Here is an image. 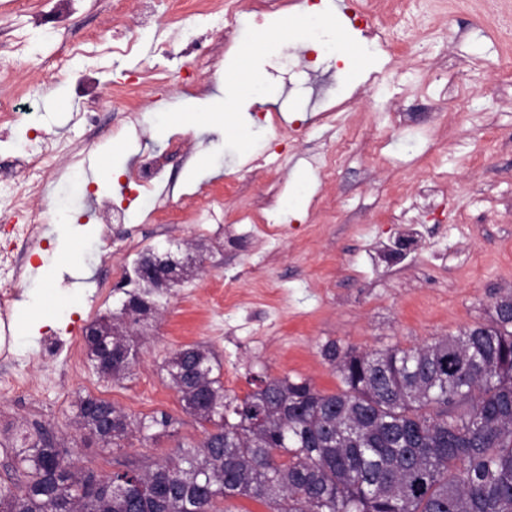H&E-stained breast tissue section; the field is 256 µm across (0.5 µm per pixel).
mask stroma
<instances>
[{
  "mask_svg": "<svg viewBox=\"0 0 512 512\" xmlns=\"http://www.w3.org/2000/svg\"><path fill=\"white\" fill-rule=\"evenodd\" d=\"M181 16L169 21L157 4L140 25V0H70L60 20L52 0H0V55L19 65L0 69V93L14 94L23 127L0 143V168L10 167L12 145L24 134L77 144L74 157H60L57 174L34 196L50 220L49 248L32 267L71 264L64 280L27 276L31 292L63 297L74 284L87 293L60 309L35 342L11 347L0 371L38 384V394L0 395V486L22 483L23 469L8 432L43 430L64 440L73 458L100 473L124 463L155 461L177 442L199 443L203 428L170 388L166 363L191 344L210 348L230 395L250 392L251 375L300 376L325 392L340 382L320 349L335 340L360 352L409 348L486 323L500 293L512 290V74L501 71V42L494 15L480 5L444 7L427 34L392 27L404 54L391 60L375 52L374 82L349 87L337 54L320 53L319 71L308 76L287 69L283 54L298 55L328 27L349 37L350 55L360 52L359 29L344 14L311 19L295 9L291 34L279 55L264 63L263 81L272 101L251 103L253 86L243 82V109L275 112L291 126L348 100L339 133L314 128L281 150L273 128L251 124V151L211 132L206 117L189 113L191 100L218 94L223 68L213 56L249 57L244 30L263 23L247 11L227 21L210 12L207 0H182ZM233 29L225 46L224 29ZM101 96L98 125L88 133L78 119L85 101L82 77ZM117 89L133 91L139 104L127 115ZM158 112L186 113L182 126L161 129ZM184 143L187 153L170 151ZM167 153L160 184L125 202L116 173L143 154ZM340 154L332 180L322 181L325 154ZM381 164H373L374 154ZM114 173H105L106 165ZM237 181V190L228 182ZM214 192L228 213L263 211L271 200L281 211L290 198L280 236L265 241L251 225H239L238 242L224 239L220 224H182L160 232V209L184 215L195 193ZM124 209L126 227L143 247L195 240L206 246L192 277L155 295L157 310L138 339V358L123 379L101 376L85 350L43 355L45 340L84 336L98 318L112 314L124 297L111 265L96 261L108 250L96 235L95 202ZM92 395L111 401L132 417L164 413L177 434L155 439L130 433L120 448L101 447L74 421L75 404Z\"/></svg>",
  "mask_w": 512,
  "mask_h": 512,
  "instance_id": "35a3bbf8",
  "label": "stroma"
}]
</instances>
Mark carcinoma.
I'll use <instances>...</instances> for the list:
<instances>
[{
	"instance_id": "1",
	"label": "carcinoma",
	"mask_w": 512,
	"mask_h": 512,
	"mask_svg": "<svg viewBox=\"0 0 512 512\" xmlns=\"http://www.w3.org/2000/svg\"><path fill=\"white\" fill-rule=\"evenodd\" d=\"M140 296L139 318L125 323L118 312L85 336L94 368L114 380L136 360L135 326L156 312ZM321 354L340 379L336 392L258 375L239 398L214 375L212 350L186 346L167 371L205 428L202 442L96 485L60 463L70 451L53 437L22 434L26 479L0 488V512H215L218 500L236 497L270 512H512V291L489 323L456 336L373 352L330 340ZM75 419L105 448L133 430L147 439L175 431L165 414L133 419L89 395Z\"/></svg>"
}]
</instances>
